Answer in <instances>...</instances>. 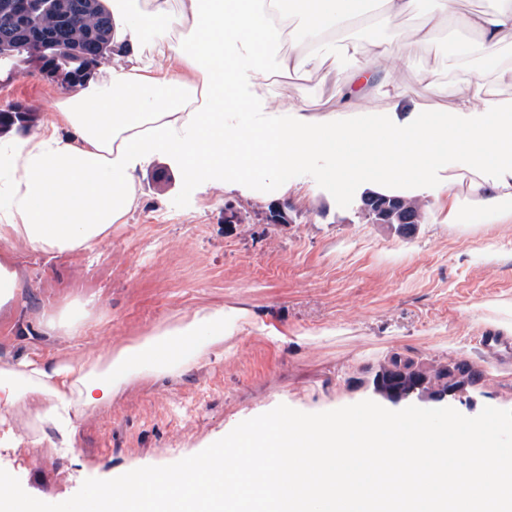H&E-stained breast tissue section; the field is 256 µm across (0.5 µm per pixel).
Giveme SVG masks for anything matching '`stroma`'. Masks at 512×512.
I'll list each match as a JSON object with an SVG mask.
<instances>
[{
  "label": "stroma",
  "instance_id": "stroma-1",
  "mask_svg": "<svg viewBox=\"0 0 512 512\" xmlns=\"http://www.w3.org/2000/svg\"><path fill=\"white\" fill-rule=\"evenodd\" d=\"M351 24L328 48L320 71L274 77L260 90L269 110L301 104L345 120L338 100L356 69L344 48L369 41ZM447 32L390 58L385 78L354 111L386 112L387 86H404L406 112H444L451 88L470 68L434 69L447 58ZM69 61L43 66L33 54L0 56V109L30 112L32 127L54 118L69 86ZM335 70L330 85L324 71ZM138 206L113 225L94 252L43 253L0 240V258L18 272L16 302L0 309V364L33 358L93 360L138 343L155 326L176 324L215 307L265 314L289 332L272 342L246 325L185 372L140 374L110 401L80 408L74 434L60 431L22 397L0 416V468L31 496L60 503L89 478L171 464L227 435L240 422L285 404L317 413L375 399L372 378L391 352L427 362L472 361L483 373L467 417L483 407L512 409V358L484 341L494 304L512 303V221L479 213L447 220L452 187L420 195L423 220L413 235L373 224L360 210L365 188L337 189L320 169H288V190L189 189L158 158L138 172ZM284 204L290 223L268 224ZM238 221H224L225 208ZM89 316L75 336L48 327L47 316Z\"/></svg>",
  "mask_w": 512,
  "mask_h": 512
}]
</instances>
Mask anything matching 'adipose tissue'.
Masks as SVG:
<instances>
[{
	"mask_svg": "<svg viewBox=\"0 0 512 512\" xmlns=\"http://www.w3.org/2000/svg\"><path fill=\"white\" fill-rule=\"evenodd\" d=\"M377 0L385 23L421 13L406 45L432 43L442 29L467 32L462 56L512 76L501 51L512 39V0L492 11H468L462 0ZM363 0H145L142 11L154 52L179 56L198 80L154 70L138 51L137 27L112 13V73L73 84L54 121L22 136L0 137V238H18L44 252L86 251L137 207L135 171L156 157L175 163L192 189L250 183L287 190L290 165L322 155L335 159L338 184L370 182L389 192L422 194L438 176L464 185L449 217L468 212L512 219V106L479 112L487 95L481 77L456 85L445 112H405V90L393 86L390 112L353 116L297 105L263 111L245 100L243 84L320 69V42L361 14ZM301 15L304 50L284 51ZM461 56V57H462ZM249 107L248 117L239 110ZM246 311L202 310L175 327L159 326L142 342L96 360L46 367L24 359L0 366V409L17 397L51 400V416L70 423L81 406L108 400L132 375H165L189 367L220 346Z\"/></svg>",
	"mask_w": 512,
	"mask_h": 512,
	"instance_id": "obj_1",
	"label": "adipose tissue"
}]
</instances>
